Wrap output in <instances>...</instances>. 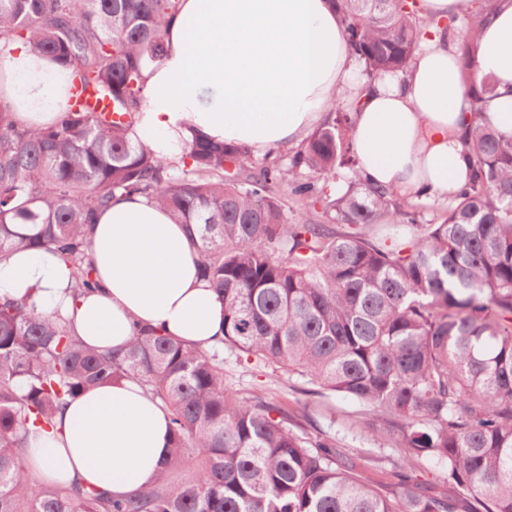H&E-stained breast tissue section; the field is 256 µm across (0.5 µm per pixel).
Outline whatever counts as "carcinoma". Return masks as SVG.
Returning a JSON list of instances; mask_svg holds the SVG:
<instances>
[{"label": "carcinoma", "instance_id": "carcinoma-1", "mask_svg": "<svg viewBox=\"0 0 512 512\" xmlns=\"http://www.w3.org/2000/svg\"><path fill=\"white\" fill-rule=\"evenodd\" d=\"M178 2L0 0V38L50 57L110 107L69 103L31 129L0 103V259L48 250L70 267L73 297L92 292L89 227L117 195H137L188 227L201 276L224 300L211 347L136 326L112 353L85 345L59 313L1 297L0 512H512V140L484 122L494 88L474 77L494 0L448 18V31L463 28L472 170L438 224L361 179L345 99L291 155L258 160L196 134L168 160L132 142L144 67L162 58ZM337 6L371 78L405 70L436 24L417 0ZM384 220L413 232L370 235ZM226 347L306 377L310 394L357 400L404 467L437 460L454 494L406 474L370 479L331 433L299 435L274 403L229 392ZM122 379L169 413L172 441L151 487L115 496L24 472L31 431L49 430L80 391Z\"/></svg>", "mask_w": 512, "mask_h": 512}]
</instances>
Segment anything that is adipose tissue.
Instances as JSON below:
<instances>
[{
	"label": "adipose tissue",
	"instance_id": "ef3b65f1",
	"mask_svg": "<svg viewBox=\"0 0 512 512\" xmlns=\"http://www.w3.org/2000/svg\"><path fill=\"white\" fill-rule=\"evenodd\" d=\"M165 53L146 70L147 99L132 137L167 157L200 133L260 156L299 143L343 95L360 97L352 149L362 179L424 199H443L470 167L460 134L470 119L452 38L430 28L406 73L356 82L333 0H180L163 32ZM478 78L496 96L486 121L512 139V0H497L481 30ZM67 74L22 41L0 43V100L20 124L40 128L68 101ZM97 291L75 297L71 271L45 250L0 260V295L71 319L101 350L127 345L133 324L210 347L224 303L198 275L185 225L139 196H122L90 230ZM168 413L131 381L89 389L52 430L31 434L27 465L46 482L79 481L125 495L149 487L167 456Z\"/></svg>",
	"mask_w": 512,
	"mask_h": 512
}]
</instances>
